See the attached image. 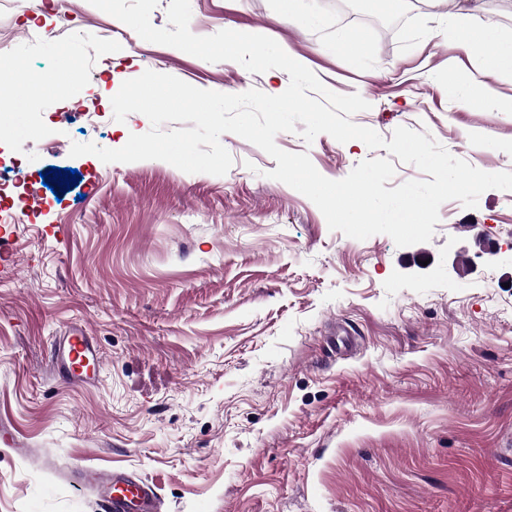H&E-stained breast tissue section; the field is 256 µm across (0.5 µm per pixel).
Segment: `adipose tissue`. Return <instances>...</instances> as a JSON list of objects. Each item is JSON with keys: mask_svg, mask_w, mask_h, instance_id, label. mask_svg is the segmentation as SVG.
<instances>
[{"mask_svg": "<svg viewBox=\"0 0 512 512\" xmlns=\"http://www.w3.org/2000/svg\"><path fill=\"white\" fill-rule=\"evenodd\" d=\"M442 37L464 48L479 60L474 71L449 80V96L454 97L464 91L487 99L493 98L490 78L504 73L512 74V41L503 39L491 24L479 30L471 29L461 15L448 22Z\"/></svg>", "mask_w": 512, "mask_h": 512, "instance_id": "adipose-tissue-1", "label": "adipose tissue"}]
</instances>
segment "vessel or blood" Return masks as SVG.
<instances>
[{"mask_svg": "<svg viewBox=\"0 0 512 512\" xmlns=\"http://www.w3.org/2000/svg\"><path fill=\"white\" fill-rule=\"evenodd\" d=\"M56 368L69 381L93 385L101 376L102 356L85 331L72 326L58 339ZM77 486L93 488L105 506V512H161L154 484L118 470L91 467L74 474Z\"/></svg>", "mask_w": 512, "mask_h": 512, "instance_id": "1", "label": "vessel or blood"}]
</instances>
